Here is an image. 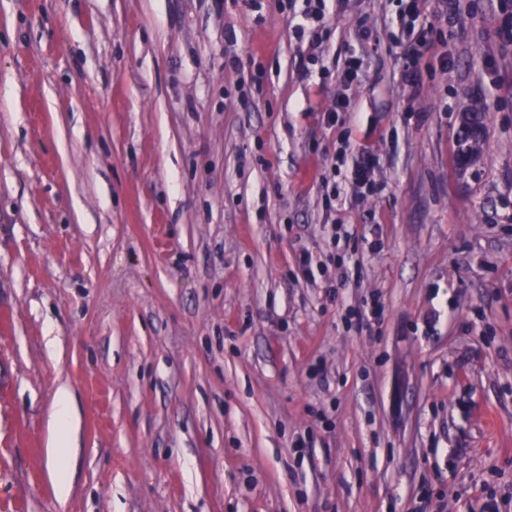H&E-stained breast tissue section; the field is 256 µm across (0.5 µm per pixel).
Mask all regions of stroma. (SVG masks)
<instances>
[{"label":"stroma","instance_id":"35a3bbf8","mask_svg":"<svg viewBox=\"0 0 512 512\" xmlns=\"http://www.w3.org/2000/svg\"><path fill=\"white\" fill-rule=\"evenodd\" d=\"M261 3L0 0V512H512V0ZM401 13L398 16V21L401 24L408 25L415 28L418 25L421 29V34L416 43L408 49L407 59L403 65L401 73L402 83L417 90L419 85V72L418 61L423 56L424 52L430 48L428 40L424 37L426 22L421 19V11L419 8L420 0H407L405 1ZM468 113H465L462 118V126L457 134V140H458V152L462 150L463 144L466 142L467 139V131L470 128V140L469 143L465 146V152L461 153L459 155V165L462 168H467V160H468V153L469 149L468 146L474 147L480 143H482L484 135H485V127L481 126L478 123H474L469 125V118ZM357 153L360 154L361 158L357 160L356 156L352 157L349 176H346L348 187L355 195L373 193L374 183L372 174L375 168V159L367 149H361ZM74 425L75 421L71 415L67 390L61 387L57 391L55 411L53 415L54 437L50 441L48 448L49 455L52 458H57L63 454L64 438Z\"/></svg>","mask_w":512,"mask_h":512}]
</instances>
